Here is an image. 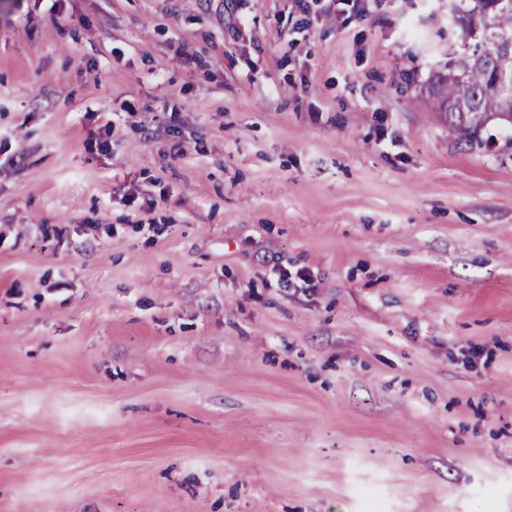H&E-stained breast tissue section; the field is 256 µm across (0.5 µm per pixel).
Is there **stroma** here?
Wrapping results in <instances>:
<instances>
[{"label": "stroma", "instance_id": "obj_1", "mask_svg": "<svg viewBox=\"0 0 512 512\" xmlns=\"http://www.w3.org/2000/svg\"><path fill=\"white\" fill-rule=\"evenodd\" d=\"M459 47L448 0H0V512H512Z\"/></svg>", "mask_w": 512, "mask_h": 512}]
</instances>
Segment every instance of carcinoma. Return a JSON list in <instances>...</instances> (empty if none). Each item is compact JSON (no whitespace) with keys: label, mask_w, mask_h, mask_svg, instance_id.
<instances>
[{"label":"carcinoma","mask_w":512,"mask_h":512,"mask_svg":"<svg viewBox=\"0 0 512 512\" xmlns=\"http://www.w3.org/2000/svg\"><path fill=\"white\" fill-rule=\"evenodd\" d=\"M455 25L462 51L434 75L431 109L469 137L493 119L512 127V0H456Z\"/></svg>","instance_id":"cac0c4a2"}]
</instances>
